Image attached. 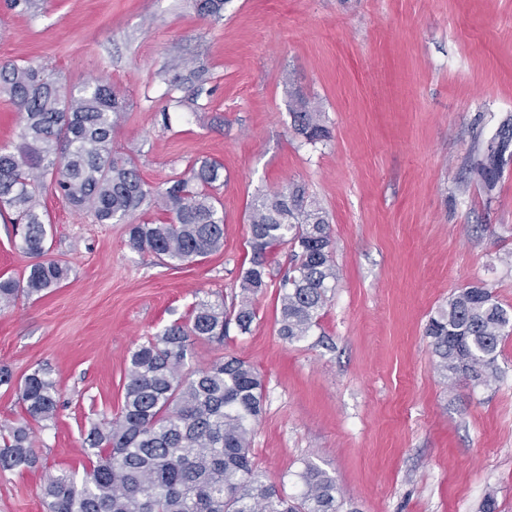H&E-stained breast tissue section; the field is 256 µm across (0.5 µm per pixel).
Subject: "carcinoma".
Returning <instances> with one entry per match:
<instances>
[{
  "instance_id": "cac0c4a2",
  "label": "carcinoma",
  "mask_w": 512,
  "mask_h": 512,
  "mask_svg": "<svg viewBox=\"0 0 512 512\" xmlns=\"http://www.w3.org/2000/svg\"><path fill=\"white\" fill-rule=\"evenodd\" d=\"M226 0H194L196 10L222 19ZM0 94L21 112L18 142L0 147V217L15 225L22 252L45 254L47 228L40 196L46 185L75 209L102 224L120 223L148 199L167 222L130 225L131 245L181 266L219 251L224 216L213 190L224 184V166L204 160L166 182L146 187L130 157L112 150V132L128 103L100 81L66 88L43 65L0 67ZM294 131L309 143L329 137L323 112L297 95L290 112ZM512 144V121L499 130L498 146L477 147L470 171L486 186L500 177L495 157ZM50 181H45V178ZM250 266L241 275L239 300L197 302L186 324L175 322L131 352L120 412L93 425L85 447L98 457L82 481L51 475L42 488L47 512H340L335 480L305 460L297 473L302 489L290 495L255 470L252 439L263 410V380L244 359L227 356L206 369L184 373L189 339L224 343L235 328L251 331L256 297L268 288L267 255L291 247L279 283L278 333L300 342L319 327L336 281L330 225L299 185L261 193L249 211ZM70 268L45 259L20 281H0V310L20 296L40 298L60 287ZM512 333V312L489 288L457 289L431 317L426 335L438 369L451 381L490 386L500 377L501 343ZM26 419L0 428V472L40 464L29 421L55 418L56 384L36 369L20 385Z\"/></svg>"
}]
</instances>
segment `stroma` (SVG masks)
Masks as SVG:
<instances>
[{"label":"stroma","instance_id":"1","mask_svg":"<svg viewBox=\"0 0 512 512\" xmlns=\"http://www.w3.org/2000/svg\"><path fill=\"white\" fill-rule=\"evenodd\" d=\"M203 68L195 102L179 60ZM38 62L67 85L112 84L130 103L112 145L164 186L196 161L224 166V246L172 268L134 249L128 225L100 224L41 198L46 256L71 274L0 312V366L17 382L48 369L55 424H33L38 469L0 473V512H46L47 475L83 477L91 423L117 413L128 357L202 299L231 297L248 267L257 190L299 184L324 209L338 271L318 328L278 334V284L290 249L267 257L270 285L249 334L193 340L188 369L233 354L265 383L252 441L267 483L295 493L309 459L332 476L345 512H512V335L488 387L451 384L425 334L456 288L483 285L512 309V157L494 189L467 168L476 143L512 118V0H0V64ZM299 93L328 140L292 128ZM33 256L0 220V280ZM0 387V426L23 419Z\"/></svg>","mask_w":512,"mask_h":512}]
</instances>
